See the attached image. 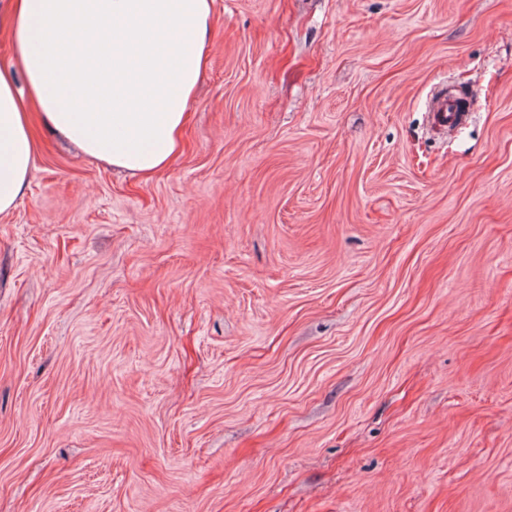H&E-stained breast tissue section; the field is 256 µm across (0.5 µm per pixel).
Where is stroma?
Wrapping results in <instances>:
<instances>
[{"instance_id": "1", "label": "stroma", "mask_w": 512, "mask_h": 512, "mask_svg": "<svg viewBox=\"0 0 512 512\" xmlns=\"http://www.w3.org/2000/svg\"><path fill=\"white\" fill-rule=\"evenodd\" d=\"M206 53L150 181L33 122L0 512H512V0H215ZM461 95L440 90L429 103L428 117L433 128L448 131L464 124L465 109L460 104Z\"/></svg>"}]
</instances>
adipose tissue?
I'll return each mask as SVG.
<instances>
[{
    "mask_svg": "<svg viewBox=\"0 0 512 512\" xmlns=\"http://www.w3.org/2000/svg\"><path fill=\"white\" fill-rule=\"evenodd\" d=\"M214 0H0V213L32 175L31 110L105 165L150 178L182 148Z\"/></svg>",
    "mask_w": 512,
    "mask_h": 512,
    "instance_id": "adipose-tissue-1",
    "label": "adipose tissue"
}]
</instances>
